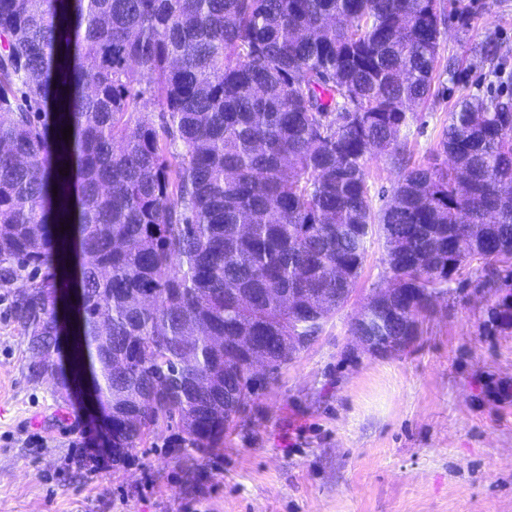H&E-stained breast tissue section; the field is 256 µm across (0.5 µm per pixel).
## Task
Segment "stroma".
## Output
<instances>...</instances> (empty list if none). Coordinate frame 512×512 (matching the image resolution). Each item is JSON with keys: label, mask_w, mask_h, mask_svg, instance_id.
<instances>
[{"label": "stroma", "mask_w": 512, "mask_h": 512, "mask_svg": "<svg viewBox=\"0 0 512 512\" xmlns=\"http://www.w3.org/2000/svg\"><path fill=\"white\" fill-rule=\"evenodd\" d=\"M432 97L406 130L434 161L448 115L493 92L472 51L495 41L512 71V0H441ZM374 209L402 173L368 161ZM373 238L347 306L253 396L222 448L200 455L161 428L112 465L106 411L75 388L59 400L29 377L27 340L0 301V512H512V288L472 263L407 349L350 347L348 324L380 288Z\"/></svg>", "instance_id": "stroma-1"}]
</instances>
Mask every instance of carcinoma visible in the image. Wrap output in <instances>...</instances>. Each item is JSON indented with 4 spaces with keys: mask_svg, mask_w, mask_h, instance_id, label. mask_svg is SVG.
<instances>
[{
    "mask_svg": "<svg viewBox=\"0 0 512 512\" xmlns=\"http://www.w3.org/2000/svg\"><path fill=\"white\" fill-rule=\"evenodd\" d=\"M441 24L440 0H0V288L27 273L11 319L40 337L29 376L72 389L57 240L77 249L112 465L173 421L218 447L256 394L251 360L297 358L376 235L389 336L474 261L512 277V94L449 113L446 164L406 163ZM480 57L505 74L496 45ZM385 154L405 168L376 212Z\"/></svg>",
    "mask_w": 512,
    "mask_h": 512,
    "instance_id": "carcinoma-1",
    "label": "carcinoma"
}]
</instances>
